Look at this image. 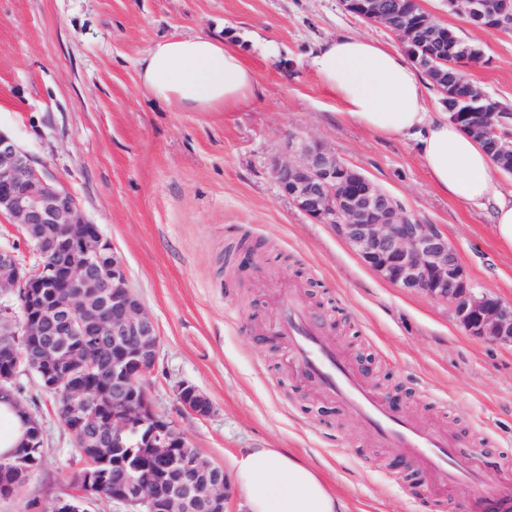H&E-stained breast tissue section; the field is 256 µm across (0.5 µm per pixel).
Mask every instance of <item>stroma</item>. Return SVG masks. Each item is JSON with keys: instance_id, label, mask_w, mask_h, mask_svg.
<instances>
[{"instance_id": "stroma-1", "label": "stroma", "mask_w": 512, "mask_h": 512, "mask_svg": "<svg viewBox=\"0 0 512 512\" xmlns=\"http://www.w3.org/2000/svg\"><path fill=\"white\" fill-rule=\"evenodd\" d=\"M420 6L482 44L469 76L512 107V33L489 34L446 0ZM197 33L235 42L256 70L257 90L240 107L179 111L139 89L137 63L155 41ZM339 35L398 42L340 0H0V131L46 164L111 240L160 336L157 409L202 457L228 472L241 450H288L335 486L344 512H497L476 487L436 480L383 445L295 369L281 337L259 339L279 315L274 293L294 294L358 373L381 376L377 392L403 417L447 437L487 483L504 481L512 348L470 336L447 302L381 279L273 179L289 141L322 143L443 227L476 287L512 302V253L489 208L437 194L412 141L347 120L310 72V56ZM243 237L261 266L247 276L224 261ZM181 381L208 396L210 416L182 409ZM15 383L43 427L44 462L0 498V512H42L78 493L82 463L53 394L27 371Z\"/></svg>"}]
</instances>
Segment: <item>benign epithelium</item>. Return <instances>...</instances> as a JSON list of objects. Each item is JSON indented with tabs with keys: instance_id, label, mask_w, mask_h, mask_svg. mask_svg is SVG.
Returning a JSON list of instances; mask_svg holds the SVG:
<instances>
[{
	"instance_id": "obj_1",
	"label": "benign epithelium",
	"mask_w": 512,
	"mask_h": 512,
	"mask_svg": "<svg viewBox=\"0 0 512 512\" xmlns=\"http://www.w3.org/2000/svg\"><path fill=\"white\" fill-rule=\"evenodd\" d=\"M344 9L382 25L405 49L431 39L438 24L416 12L418 0H393L389 10L371 0H341ZM491 33L512 31V5L488 14ZM451 121L473 137L493 142L494 150L512 148V113L489 112L471 120L468 112L451 113ZM289 161L275 165L273 178L282 193L304 214L328 224L385 281L406 291L424 292L448 302L456 321L472 336L512 346V302L481 291L469 279L458 250L435 224H424L394 196L319 144L288 143ZM18 225L36 257L22 264L15 247L0 245V343L8 364L0 368V395L11 394L19 363L10 337H51L42 346V375L47 386L63 374L75 380L96 357L92 345L73 340L107 336L112 342V450L92 440L88 425L96 420L90 405L71 414L68 429L95 449V462L78 478L81 494L53 503L54 512H89L105 474L101 467L129 461L127 479L112 488V500L130 512H197L201 501L229 512L228 481L215 464L191 451L177 425L155 408L151 376L159 336L153 319L129 288L127 274L113 245L90 223L69 190L47 166L38 163L13 137L0 131V215ZM64 294L61 306L43 299L48 289ZM183 409L197 417L212 412L209 398L196 386L174 388ZM151 449V456L201 479L164 484L141 476L143 457L131 447ZM182 453L175 457L172 449Z\"/></svg>"
}]
</instances>
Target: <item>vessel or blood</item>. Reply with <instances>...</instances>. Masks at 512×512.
I'll return each instance as SVG.
<instances>
[{
    "label": "vessel or blood",
    "mask_w": 512,
    "mask_h": 512,
    "mask_svg": "<svg viewBox=\"0 0 512 512\" xmlns=\"http://www.w3.org/2000/svg\"><path fill=\"white\" fill-rule=\"evenodd\" d=\"M279 308L278 322L271 331L287 342L289 355L307 378L316 380L387 445L413 452L421 465L448 484L480 479V471L457 459L448 439L397 416L383 397L363 382L321 324L294 297L283 298Z\"/></svg>",
    "instance_id": "1"
}]
</instances>
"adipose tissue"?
Masks as SVG:
<instances>
[{"label":"adipose tissue","mask_w":512,"mask_h":512,"mask_svg":"<svg viewBox=\"0 0 512 512\" xmlns=\"http://www.w3.org/2000/svg\"><path fill=\"white\" fill-rule=\"evenodd\" d=\"M309 67L341 101L348 120L385 137L412 140L432 188L467 204L490 206L493 231L512 251V195L495 178L480 141L447 113L427 108V86L395 47L339 35L324 42ZM140 87L178 110H230L252 95L255 70L234 45L207 34L154 42L138 61ZM29 410L0 402V457L25 438ZM233 485L248 512H343L312 465L277 448H249L234 459Z\"/></svg>","instance_id":"obj_1"}]
</instances>
